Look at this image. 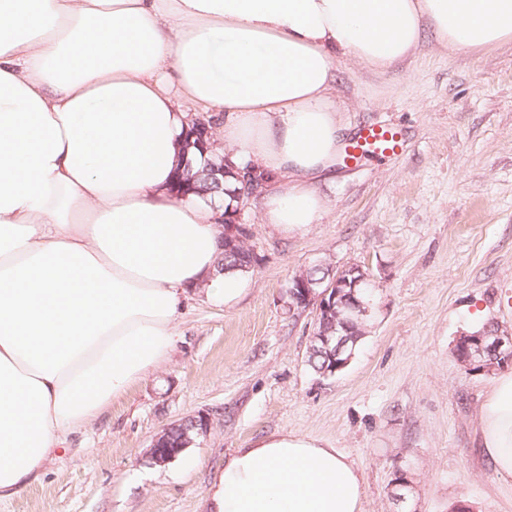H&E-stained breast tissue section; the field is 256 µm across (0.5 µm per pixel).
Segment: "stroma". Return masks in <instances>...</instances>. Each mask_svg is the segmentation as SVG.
Returning <instances> with one entry per match:
<instances>
[{
	"label": "stroma",
	"instance_id": "1",
	"mask_svg": "<svg viewBox=\"0 0 512 512\" xmlns=\"http://www.w3.org/2000/svg\"><path fill=\"white\" fill-rule=\"evenodd\" d=\"M336 104L349 129L405 126L385 162L337 163L320 184L321 223L284 236L246 223L258 263L229 308L191 295L169 358L69 437L41 480L0 512H204L225 455L294 431L350 455L364 512H512V477L477 446L473 419L488 373L453 353L485 325L512 332V44L448 52L425 34L379 74L337 61ZM356 264L376 305L350 365L324 379L307 365L311 313L288 311L295 273ZM200 411L210 433L164 467L145 453L167 425ZM408 484L392 483L395 469Z\"/></svg>",
	"mask_w": 512,
	"mask_h": 512
}]
</instances>
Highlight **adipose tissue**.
<instances>
[{
  "label": "adipose tissue",
  "mask_w": 512,
  "mask_h": 512,
  "mask_svg": "<svg viewBox=\"0 0 512 512\" xmlns=\"http://www.w3.org/2000/svg\"><path fill=\"white\" fill-rule=\"evenodd\" d=\"M451 51L512 43V0H0V502L38 482L65 436L163 363L189 294L229 307L223 193L175 196L192 112L274 175L261 221L321 223L347 127L346 56L377 71L424 30ZM512 477V370L476 418ZM208 512H363L362 474L293 431L235 449Z\"/></svg>",
  "instance_id": "adipose-tissue-1"
}]
</instances>
